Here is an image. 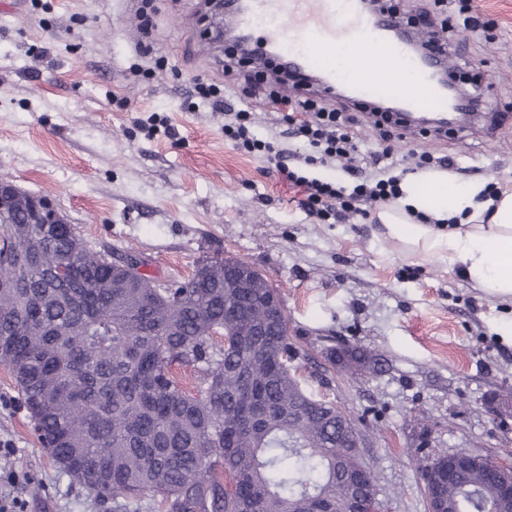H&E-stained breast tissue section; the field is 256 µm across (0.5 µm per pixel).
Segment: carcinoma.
I'll return each instance as SVG.
<instances>
[{"label": "carcinoma", "mask_w": 512, "mask_h": 512, "mask_svg": "<svg viewBox=\"0 0 512 512\" xmlns=\"http://www.w3.org/2000/svg\"><path fill=\"white\" fill-rule=\"evenodd\" d=\"M32 218L25 198L0 214V365L52 461L95 500L112 512H321L373 481L340 447L352 421L325 400L309 410L288 323L262 332L277 293L262 273L238 288L226 266L249 263L213 257L159 288L74 225ZM328 361L372 369L357 347ZM441 493L452 512H495L481 462Z\"/></svg>", "instance_id": "obj_1"}]
</instances>
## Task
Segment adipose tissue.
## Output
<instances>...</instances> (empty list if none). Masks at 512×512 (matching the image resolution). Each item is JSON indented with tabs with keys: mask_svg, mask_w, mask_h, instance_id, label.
Here are the masks:
<instances>
[{
	"mask_svg": "<svg viewBox=\"0 0 512 512\" xmlns=\"http://www.w3.org/2000/svg\"><path fill=\"white\" fill-rule=\"evenodd\" d=\"M480 185H462L447 173L432 172L405 179L397 205L379 211L387 238L413 254L432 253L459 267L476 287L512 297V191L479 200ZM444 219L458 226L437 228L412 222L411 212Z\"/></svg>",
	"mask_w": 512,
	"mask_h": 512,
	"instance_id": "adipose-tissue-1",
	"label": "adipose tissue"
}]
</instances>
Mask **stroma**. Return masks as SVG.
<instances>
[{"instance_id":"35a3bbf8","label":"stroma","mask_w":512,"mask_h":512,"mask_svg":"<svg viewBox=\"0 0 512 512\" xmlns=\"http://www.w3.org/2000/svg\"><path fill=\"white\" fill-rule=\"evenodd\" d=\"M480 28L449 9L455 78L480 101L473 127L392 139L398 170L452 156L449 176L512 190V0H471ZM210 0H0V178L50 196L95 249L133 251L157 283L184 281L206 257L237 258L277 288L304 390L334 401L389 512H427L420 462L468 450L512 466V300L475 288L433 254L384 240L377 215L328 224L298 188L224 137V115L191 107L195 79L226 87L258 137L285 129L275 63L225 73L205 35ZM154 46L142 58L143 41ZM153 69L152 77L142 72ZM158 113L179 141L146 139L133 119ZM348 345L379 373L332 369ZM0 499L23 512H104L40 445L0 365Z\"/></svg>"}]
</instances>
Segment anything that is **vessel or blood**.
Here are the masks:
<instances>
[{
  "label": "vessel or blood",
  "mask_w": 512,
  "mask_h": 512,
  "mask_svg": "<svg viewBox=\"0 0 512 512\" xmlns=\"http://www.w3.org/2000/svg\"><path fill=\"white\" fill-rule=\"evenodd\" d=\"M224 25L256 35L290 74L317 80L330 98L372 103L402 115L448 112L459 104L436 78L433 56L416 53L392 17L361 0H225Z\"/></svg>",
  "instance_id": "1"
}]
</instances>
